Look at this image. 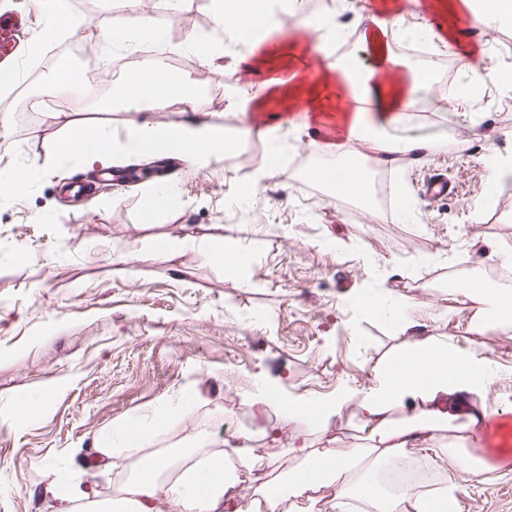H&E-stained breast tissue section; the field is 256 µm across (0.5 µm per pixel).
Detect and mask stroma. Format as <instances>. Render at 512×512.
<instances>
[{"label": "stroma", "instance_id": "35a3bbf8", "mask_svg": "<svg viewBox=\"0 0 512 512\" xmlns=\"http://www.w3.org/2000/svg\"><path fill=\"white\" fill-rule=\"evenodd\" d=\"M416 19L452 27L458 42L439 50L440 59L462 64L467 51L483 46L487 63L512 73V48L500 33L485 32L465 16L419 0ZM143 11L160 31L152 45L182 60L180 86L165 112L106 106L105 81L124 75L119 55L102 39L97 23L85 21L86 44L109 57L105 80L82 82L80 90H58L54 106L41 110L57 57L68 54L70 33L42 42L43 0H0V11L27 14L38 50L17 71L21 89L0 91V167L37 163L43 175L14 197L0 196V512H50L40 492L43 461L68 469L88 457L94 437L120 421L177 407L182 395L196 401L183 409L175 431L157 450L178 455L187 434L212 439L248 436L251 451L275 459L281 471L294 467L289 438L271 439L278 413L264 396L292 402L325 400L340 390L373 387L389 353L408 339L399 332L395 308L427 331L452 337L489 369L486 396L441 397L449 413L505 410L512 422V333L474 336L471 313L448 294V262L479 272L502 264L512 243V179L492 181L489 152H512V91L486 82L466 102L449 98L442 109L409 115L392 129L396 138L441 142L426 158L401 159L387 170L399 204L410 218L378 221L367 205L316 181H299L278 165L269 140L262 157L212 156L194 170L177 159L164 174L133 183L105 185L113 164L61 165L50 154L66 122L107 128L122 135L141 122L165 124L199 112L214 113L227 127L238 124L227 103L240 90H255L263 74L240 70L227 85L218 65L233 55L218 52L208 62L186 51L189 39L212 40L213 0H143ZM273 177L255 185L257 172ZM443 180L446 195L429 199L427 183ZM174 185L180 201L156 220H141L148 191ZM223 239L245 254L243 272L203 258L197 251H156L158 239ZM137 258L124 262L128 252ZM382 294L385 311L362 314L355 298ZM54 389L42 410L15 412L22 397ZM364 416L351 403L331 418L325 432L306 430L314 447L344 449L360 436ZM447 434H439L412 457L425 462L437 482L465 488L459 512H512V459L478 478L449 467L443 456Z\"/></svg>", "mask_w": 512, "mask_h": 512}]
</instances>
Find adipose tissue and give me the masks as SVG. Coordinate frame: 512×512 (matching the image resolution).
Here are the masks:
<instances>
[{
    "instance_id": "ef3b65f1",
    "label": "adipose tissue",
    "mask_w": 512,
    "mask_h": 512,
    "mask_svg": "<svg viewBox=\"0 0 512 512\" xmlns=\"http://www.w3.org/2000/svg\"><path fill=\"white\" fill-rule=\"evenodd\" d=\"M215 7L218 33L243 38L247 45L240 62L266 72L258 91L231 106L241 124L238 134H225L223 126L200 118L165 125L145 122L121 139L103 128L68 123L51 144L56 159L106 163L119 156H174L200 170L213 154H236L242 136H269L279 126L311 129V147L330 159L312 170V178L328 184L337 195L362 197L367 172L358 161L361 146L375 149L383 164L440 149L437 141L387 135L415 104L426 101L441 108L448 101L432 73L397 57L391 44L408 37L449 47L457 41L454 32L438 33L426 22L405 27L408 7L401 0L389 6H362L354 23L371 54L365 64L332 53V45L348 33L337 14L281 9L271 0H215ZM443 7L456 16L478 17L488 31L512 22V0H445ZM100 26L114 48L127 52L159 36L144 14L136 15L126 28H114L108 19ZM171 86L165 70L138 73L119 81L118 102L140 112H160L168 106ZM273 102L283 105V112L269 113ZM454 300L472 308L473 335L512 324V290L494 281L463 280L455 288ZM400 330L415 333V340L389 358L376 386L367 392L347 391L327 403L281 405L278 429L288 432L289 453L296 460L289 473H282L274 461L254 458L245 444L231 439L223 440L220 453H202L203 441L195 435L185 437L178 460H171L153 448L176 420L170 413L146 424H123L117 438L108 430L95 437L91 453L99 470H106L114 458L132 460L134 465L131 478L112 499L86 500L71 473L51 463L44 466L47 483L42 494L57 502L56 512H75L78 500L84 501L85 512H156L160 500L165 512H225L236 469L242 466L265 475L250 512H295L301 500L306 501L307 512H457L460 485L387 488L380 485L378 472L407 461L408 449L432 442L447 430L458 438L446 450L448 462L475 475L484 472L485 459L474 456L465 440L476 436L478 418H490V411L456 423L436 402L439 395L460 386L484 394L489 384L486 363L461 352L453 340L421 335L415 321L401 320ZM354 400L371 425L365 443L341 452L311 447L304 425L321 426L324 418L341 415Z\"/></svg>"
}]
</instances>
